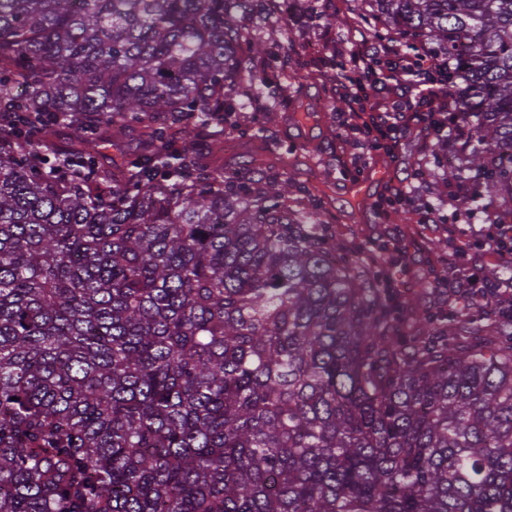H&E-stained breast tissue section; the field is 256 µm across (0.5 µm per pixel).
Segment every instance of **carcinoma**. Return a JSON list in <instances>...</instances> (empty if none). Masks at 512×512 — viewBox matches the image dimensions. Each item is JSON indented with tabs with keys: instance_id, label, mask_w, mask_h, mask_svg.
Masks as SVG:
<instances>
[{
	"instance_id": "1",
	"label": "carcinoma",
	"mask_w": 512,
	"mask_h": 512,
	"mask_svg": "<svg viewBox=\"0 0 512 512\" xmlns=\"http://www.w3.org/2000/svg\"><path fill=\"white\" fill-rule=\"evenodd\" d=\"M257 0H0V512H512V342L345 254L311 196L197 160L278 102ZM444 61L447 175L512 202V0H351ZM75 128L66 153L30 140ZM131 125L118 181L90 148ZM181 126V146L169 127ZM143 139L144 137L139 128L129 129L125 136L115 143L114 146L108 148L99 147L100 153L97 156L102 164L108 161L109 156H117L120 162L125 160V164L119 170L114 169L115 174L120 175L125 170H128L132 161L144 157L146 152L143 146Z\"/></svg>"
}]
</instances>
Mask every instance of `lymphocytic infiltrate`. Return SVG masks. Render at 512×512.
Here are the masks:
<instances>
[{
	"label": "lymphocytic infiltrate",
	"instance_id": "lymphocytic-infiltrate-1",
	"mask_svg": "<svg viewBox=\"0 0 512 512\" xmlns=\"http://www.w3.org/2000/svg\"><path fill=\"white\" fill-rule=\"evenodd\" d=\"M393 50L388 44H372L352 50L351 61L355 78L340 82L336 93L345 106L341 126L353 134L363 145L373 151L394 154L401 135L413 124H421L435 140H446L460 145L469 135V128L462 122L451 121L450 115L457 109L453 95L439 92L438 75L444 65L442 60L430 53L418 57H404L389 74L387 88L396 98H414L418 104L413 113L373 112L367 105L366 78L373 74L378 62L391 57Z\"/></svg>",
	"mask_w": 512,
	"mask_h": 512
}]
</instances>
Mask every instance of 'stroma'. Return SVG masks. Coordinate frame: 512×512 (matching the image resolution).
<instances>
[{"label": "stroma", "instance_id": "1", "mask_svg": "<svg viewBox=\"0 0 512 512\" xmlns=\"http://www.w3.org/2000/svg\"><path fill=\"white\" fill-rule=\"evenodd\" d=\"M273 20L289 32L294 48L287 96L275 111L253 113L249 125L215 123L199 130V143L235 140L234 152L223 156L228 170H241L258 151L286 161L287 175L317 198L346 251L374 264L419 307L458 308L470 292L497 288L505 263L478 245L489 231L482 214L456 212L451 199L436 201L430 190L447 169V151L413 130L388 157L363 149L338 125L340 103L322 61L332 55L348 64L354 44L378 38L372 20L357 18L349 0H315L311 15L296 0L277 10L264 0L245 24L255 32ZM376 168L386 170V181H370ZM406 182L412 186L406 205H381L389 186ZM430 209L436 223H422Z\"/></svg>", "mask_w": 512, "mask_h": 512}]
</instances>
